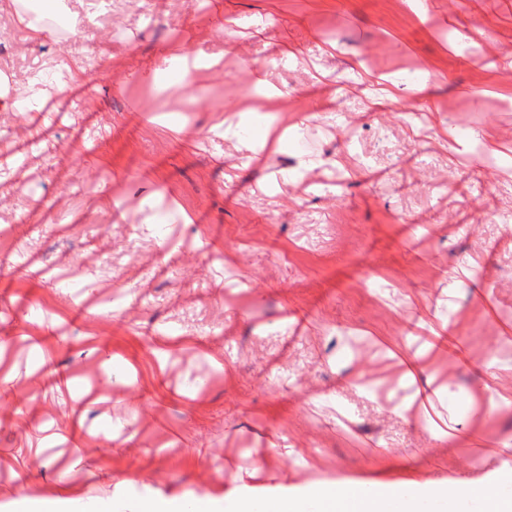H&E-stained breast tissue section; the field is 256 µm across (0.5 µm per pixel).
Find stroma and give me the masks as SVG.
Masks as SVG:
<instances>
[{"label":"stroma","instance_id":"35a3bbf8","mask_svg":"<svg viewBox=\"0 0 512 512\" xmlns=\"http://www.w3.org/2000/svg\"><path fill=\"white\" fill-rule=\"evenodd\" d=\"M97 2L0 0V512L512 469V0ZM12 3L24 14L32 16L28 27L37 36L52 38L58 27L71 28L76 22V13L63 10L61 0H12ZM174 56L172 59H176L180 62V70L177 74V81L184 87L188 88L194 85L196 71L200 67H205L207 69L219 67L224 60L223 54L213 55L206 59V61L201 64L198 58H193L187 53H180V47L177 46L173 52Z\"/></svg>","mask_w":512,"mask_h":512}]
</instances>
